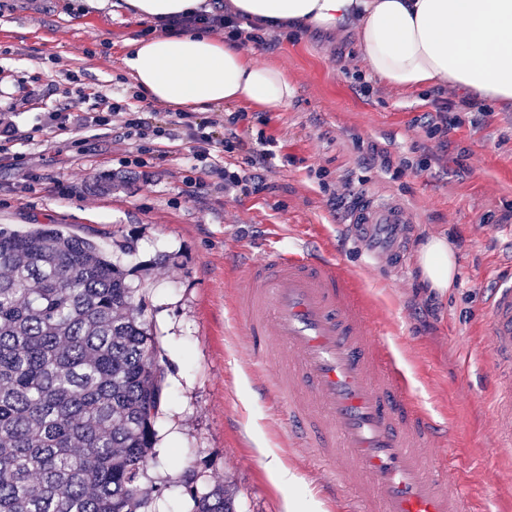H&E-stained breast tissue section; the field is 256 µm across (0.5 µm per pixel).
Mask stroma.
Returning <instances> with one entry per match:
<instances>
[{"label":"stroma","mask_w":512,"mask_h":512,"mask_svg":"<svg viewBox=\"0 0 512 512\" xmlns=\"http://www.w3.org/2000/svg\"><path fill=\"white\" fill-rule=\"evenodd\" d=\"M151 33L126 15L75 10L72 0H0V109L31 134L0 147V225L24 233L51 224L91 239L147 292L166 394L149 474L173 479L160 512H192L178 482L188 468L225 485L236 512H333L328 471L301 447L287 412L271 411L261 394L270 374L231 314L246 262L297 245L356 273L411 395L451 429L475 512H512V449H492L487 439L497 389L486 313L500 273L512 267V105L479 103L477 122L433 139L425 114L450 91L377 78L363 90L352 36L284 32L248 50L287 73L295 90L287 108L222 104L204 114L220 131L245 113L243 140L262 132L275 141L267 167H250L241 151L204 165L185 138L43 128L26 100L33 89L74 112L90 107L94 92L132 102L125 42ZM428 149L439 161L419 170ZM377 150L394 166L410 165L382 168ZM227 169L259 176L263 190L223 192ZM326 182L405 202L414 223L401 263L367 264L346 229L355 205L332 202ZM433 237L447 241L457 267L443 289L427 286L417 262Z\"/></svg>","instance_id":"35a3bbf8"}]
</instances>
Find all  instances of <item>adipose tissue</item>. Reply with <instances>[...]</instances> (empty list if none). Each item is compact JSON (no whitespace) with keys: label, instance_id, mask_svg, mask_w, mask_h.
<instances>
[{"label":"adipose tissue","instance_id":"ef3b65f1","mask_svg":"<svg viewBox=\"0 0 512 512\" xmlns=\"http://www.w3.org/2000/svg\"><path fill=\"white\" fill-rule=\"evenodd\" d=\"M149 25L199 11L207 0H84ZM225 13L263 29L350 32L366 69L404 89L442 88L498 105L512 104V0H226ZM123 62L136 87L175 110L253 103L277 112L294 89L277 68L256 62L233 39L189 28L125 42ZM430 287H448L456 265L440 239L418 256Z\"/></svg>","mask_w":512,"mask_h":512}]
</instances>
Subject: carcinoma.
Segmentation results:
<instances>
[{"label": "carcinoma", "mask_w": 512, "mask_h": 512, "mask_svg": "<svg viewBox=\"0 0 512 512\" xmlns=\"http://www.w3.org/2000/svg\"><path fill=\"white\" fill-rule=\"evenodd\" d=\"M144 294L91 240L0 226V512H157L164 372ZM180 476L192 512H235Z\"/></svg>", "instance_id": "1"}]
</instances>
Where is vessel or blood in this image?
I'll return each instance as SVG.
<instances>
[{"label": "vessel or blood", "instance_id": "1", "mask_svg": "<svg viewBox=\"0 0 512 512\" xmlns=\"http://www.w3.org/2000/svg\"><path fill=\"white\" fill-rule=\"evenodd\" d=\"M413 218L396 198L363 201L351 229L363 251L400 262ZM235 313L262 365L266 397L325 462L337 490L354 489L358 512H470L445 429L408 394L363 305L358 281L333 259L271 249L250 263ZM490 364L499 397L493 442L512 441V278L489 302Z\"/></svg>", "mask_w": 512, "mask_h": 512}]
</instances>
